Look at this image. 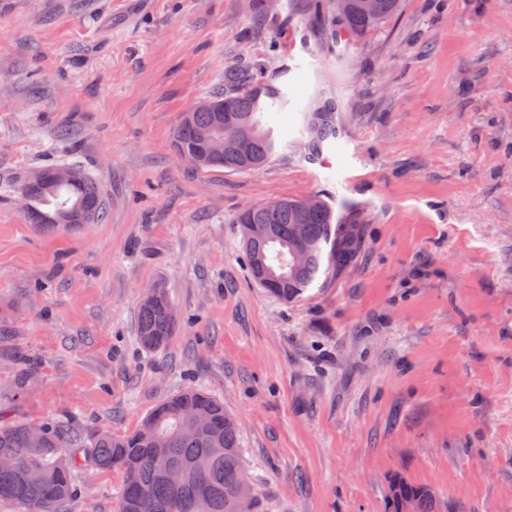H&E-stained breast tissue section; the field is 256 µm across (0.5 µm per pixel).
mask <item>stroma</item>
I'll list each match as a JSON object with an SVG mask.
<instances>
[{
	"instance_id": "stroma-1",
	"label": "stroma",
	"mask_w": 512,
	"mask_h": 512,
	"mask_svg": "<svg viewBox=\"0 0 512 512\" xmlns=\"http://www.w3.org/2000/svg\"><path fill=\"white\" fill-rule=\"evenodd\" d=\"M0 0V391L5 420L79 438L138 427L192 386L237 420L260 512H389L401 478L448 512H512V0H402L354 38L329 0ZM256 59L288 94L262 169L180 159L184 112ZM332 104L318 156L302 108ZM82 166L104 217L28 222L18 185ZM318 195L356 225L351 267L283 302L251 278L236 217ZM177 312L141 351L143 294ZM67 512H115L85 472Z\"/></svg>"
}]
</instances>
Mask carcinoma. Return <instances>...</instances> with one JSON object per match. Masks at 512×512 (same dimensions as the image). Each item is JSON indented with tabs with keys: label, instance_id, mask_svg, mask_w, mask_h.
<instances>
[{
	"label": "carcinoma",
	"instance_id": "1",
	"mask_svg": "<svg viewBox=\"0 0 512 512\" xmlns=\"http://www.w3.org/2000/svg\"><path fill=\"white\" fill-rule=\"evenodd\" d=\"M401 0H377L374 13L358 0H343L336 15L344 30L354 36L378 28L399 10ZM256 64L243 59L224 70V84L207 99L224 103L253 139L254 161L246 164L231 156L204 157L205 142L222 134L218 113L194 107L183 113L172 132V147L182 159L199 169L223 168L251 171L268 163L280 148L273 113L288 110V96L278 87L254 77ZM302 133L311 155L336 138V113L331 108L303 113ZM26 195V216L31 224L52 231L73 215L71 228L99 222L103 197L98 184L82 168L48 165L34 171L21 185ZM238 223L268 227L253 238L243 237L250 267L263 265L264 289L285 302L294 301L310 288L323 287L336 272L348 266L360 247L356 225L338 222L333 206L316 199H283L271 209L258 204L239 214ZM303 244L307 251L299 262L292 252ZM174 307L166 292L152 288L141 299L137 335L141 348L158 351L167 346L176 327ZM36 379L29 368L17 374L8 396H23ZM0 502L16 512H66L82 492L79 472H118L123 484L117 512H139L142 499H150L155 512H258L259 494L245 468L238 427L224 403L196 388H186L158 404L136 430L114 434L99 430L79 443L66 419L42 423L0 424ZM182 471L171 482L165 468ZM393 512H443L427 487L399 478L390 488Z\"/></svg>",
	"mask_w": 512,
	"mask_h": 512
}]
</instances>
